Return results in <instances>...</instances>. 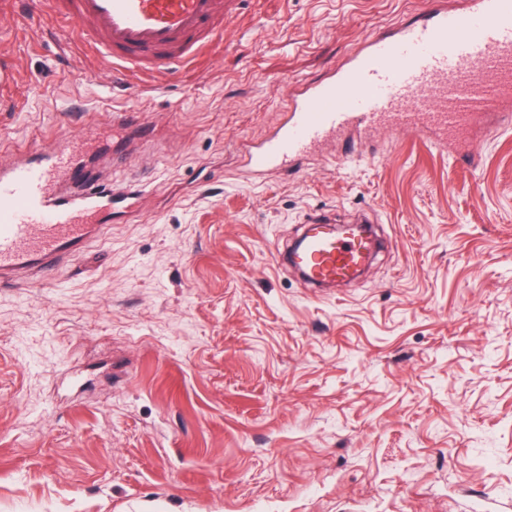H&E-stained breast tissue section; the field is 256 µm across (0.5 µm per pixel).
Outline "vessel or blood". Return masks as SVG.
Wrapping results in <instances>:
<instances>
[{
	"instance_id": "1",
	"label": "vessel or blood",
	"mask_w": 512,
	"mask_h": 512,
	"mask_svg": "<svg viewBox=\"0 0 512 512\" xmlns=\"http://www.w3.org/2000/svg\"><path fill=\"white\" fill-rule=\"evenodd\" d=\"M52 13L113 68L173 69L221 42L223 0H47ZM512 110V0H430L419 18L371 36L318 82L294 84L284 121L248 151L257 178L317 145L370 131L434 135ZM93 137L63 133L48 148L0 160V287L47 278L100 239L104 219L132 209L142 183L115 185L95 166ZM372 233L310 225L292 265L315 285L348 282L372 257Z\"/></svg>"
}]
</instances>
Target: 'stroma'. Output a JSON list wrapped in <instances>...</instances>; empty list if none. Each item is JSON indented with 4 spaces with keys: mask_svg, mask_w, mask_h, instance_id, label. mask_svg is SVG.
<instances>
[{
    "mask_svg": "<svg viewBox=\"0 0 512 512\" xmlns=\"http://www.w3.org/2000/svg\"><path fill=\"white\" fill-rule=\"evenodd\" d=\"M427 0H229L197 62L123 76L47 8L0 13V155L113 136L138 208L55 280L0 288V512H512V124L372 132L253 182L246 144ZM478 149L479 167L453 161ZM384 245L315 292L301 224Z\"/></svg>",
    "mask_w": 512,
    "mask_h": 512,
    "instance_id": "35a3bbf8",
    "label": "stroma"
}]
</instances>
